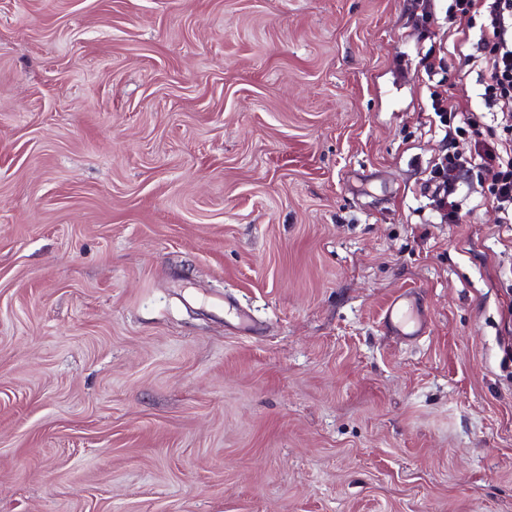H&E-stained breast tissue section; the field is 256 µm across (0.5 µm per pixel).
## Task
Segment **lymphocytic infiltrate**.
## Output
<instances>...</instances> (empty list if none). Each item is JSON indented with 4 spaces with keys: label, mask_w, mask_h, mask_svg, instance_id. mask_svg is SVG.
I'll list each match as a JSON object with an SVG mask.
<instances>
[{
    "label": "lymphocytic infiltrate",
    "mask_w": 512,
    "mask_h": 512,
    "mask_svg": "<svg viewBox=\"0 0 512 512\" xmlns=\"http://www.w3.org/2000/svg\"><path fill=\"white\" fill-rule=\"evenodd\" d=\"M484 19V40L481 49L488 68L481 81L484 104L489 111L499 113L501 130L484 125L480 115L460 110L445 92L432 91L435 114L441 123L458 124L460 133L468 135L482 167L494 170L489 199L501 213L502 223H512V0H454L448 8L452 25L462 26L469 14ZM469 161L459 153L445 155L430 171L431 179L439 183L440 194L435 198L438 210L444 211L449 223H458L461 204L451 193L459 175L464 174Z\"/></svg>",
    "instance_id": "lymphocytic-infiltrate-1"
}]
</instances>
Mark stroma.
Returning <instances> with one entry per match:
<instances>
[{
	"instance_id": "1",
	"label": "stroma",
	"mask_w": 512,
	"mask_h": 512,
	"mask_svg": "<svg viewBox=\"0 0 512 512\" xmlns=\"http://www.w3.org/2000/svg\"><path fill=\"white\" fill-rule=\"evenodd\" d=\"M451 2L0 0V512H512V224L427 172L474 152L433 84L493 121ZM470 162L457 152L448 153L439 162L435 163L430 170V180L439 179V191L434 196L435 204L439 211H446L444 218H448V223L457 224L461 217V207L459 201L450 198L453 194L454 185L457 183L459 175L467 171ZM442 180V183H440ZM443 191V196H441ZM383 324L392 334L399 336H422L427 319L412 293L397 295L383 313Z\"/></svg>"
}]
</instances>
